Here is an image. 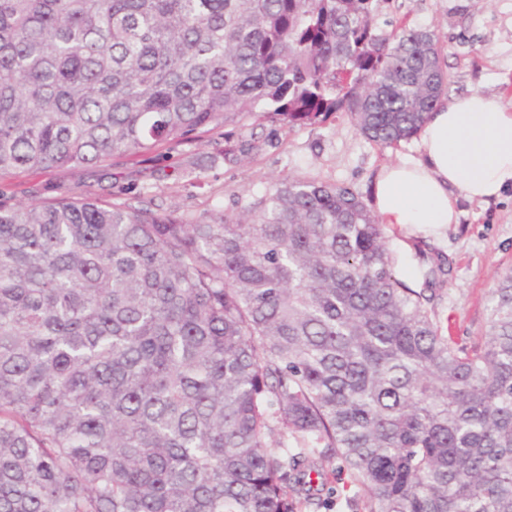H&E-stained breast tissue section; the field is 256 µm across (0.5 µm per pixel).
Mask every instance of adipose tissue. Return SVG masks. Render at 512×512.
Returning a JSON list of instances; mask_svg holds the SVG:
<instances>
[{
	"instance_id": "adipose-tissue-1",
	"label": "adipose tissue",
	"mask_w": 512,
	"mask_h": 512,
	"mask_svg": "<svg viewBox=\"0 0 512 512\" xmlns=\"http://www.w3.org/2000/svg\"><path fill=\"white\" fill-rule=\"evenodd\" d=\"M416 160L383 167L371 185L382 224L456 223L458 201H487L512 188V110L478 91L440 100Z\"/></svg>"
}]
</instances>
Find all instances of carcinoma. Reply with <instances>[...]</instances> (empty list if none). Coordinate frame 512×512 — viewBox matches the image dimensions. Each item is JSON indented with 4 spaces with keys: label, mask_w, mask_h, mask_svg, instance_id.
Instances as JSON below:
<instances>
[{
    "label": "carcinoma",
    "mask_w": 512,
    "mask_h": 512,
    "mask_svg": "<svg viewBox=\"0 0 512 512\" xmlns=\"http://www.w3.org/2000/svg\"><path fill=\"white\" fill-rule=\"evenodd\" d=\"M377 0H0V174L102 165L263 113L382 147L446 90ZM347 186L234 215L0 199V512H512V270L444 334ZM324 481L328 484L327 488H330V492L333 491V494L330 495L332 499H329L328 509L325 511L322 509L321 512H348L343 511L346 509H340L339 506L336 507V496L344 504L345 499L353 497L357 493L358 488L352 482L349 472L347 470H329Z\"/></svg>",
    "instance_id": "1"
}]
</instances>
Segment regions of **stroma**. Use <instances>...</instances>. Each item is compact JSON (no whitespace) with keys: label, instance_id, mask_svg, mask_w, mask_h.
I'll list each match as a JSON object with an SVG mask.
<instances>
[{"label":"stroma","instance_id":"35a3bbf8","mask_svg":"<svg viewBox=\"0 0 512 512\" xmlns=\"http://www.w3.org/2000/svg\"><path fill=\"white\" fill-rule=\"evenodd\" d=\"M372 26L383 36L404 26L434 32L451 76L448 96L478 89L502 97L512 110V0H378ZM421 154L420 137L382 147L341 111L294 127L250 118L225 127L222 135L116 158L105 168L18 171L0 178V198L19 202L103 188L116 201L141 192L179 211L200 214L217 206L235 215L291 176L347 186L367 204L381 167ZM199 155L207 156L206 166L190 170V160ZM458 209V223L448 227H394L386 237L394 274L408 287L423 288L426 272L444 267L434 285L435 309L446 334L470 345L484 341L491 291L512 269V189L487 204L459 200Z\"/></svg>","mask_w":512,"mask_h":512}]
</instances>
